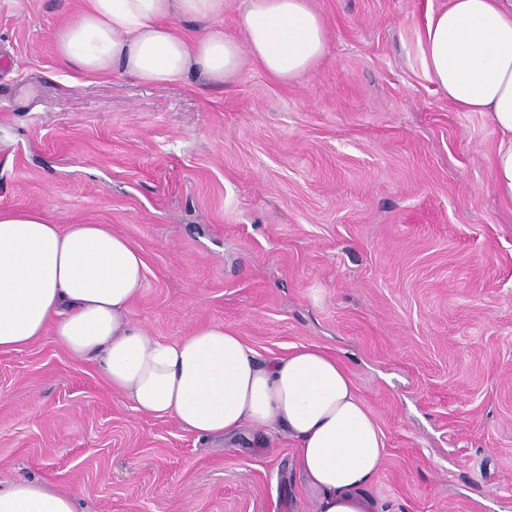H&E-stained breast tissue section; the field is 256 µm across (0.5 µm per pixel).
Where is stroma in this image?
Segmentation results:
<instances>
[{
    "label": "stroma",
    "instance_id": "stroma-1",
    "mask_svg": "<svg viewBox=\"0 0 512 512\" xmlns=\"http://www.w3.org/2000/svg\"><path fill=\"white\" fill-rule=\"evenodd\" d=\"M448 0H314L325 58L282 83L149 86L65 68L82 0H0V209L139 247L132 317L339 357L385 438L382 512H512V205L497 132L428 78ZM78 512H314L287 436L212 441L132 409L53 337L0 354V481Z\"/></svg>",
    "mask_w": 512,
    "mask_h": 512
}]
</instances>
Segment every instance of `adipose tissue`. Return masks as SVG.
I'll return each instance as SVG.
<instances>
[{"instance_id": "adipose-tissue-1", "label": "adipose tissue", "mask_w": 512, "mask_h": 512, "mask_svg": "<svg viewBox=\"0 0 512 512\" xmlns=\"http://www.w3.org/2000/svg\"><path fill=\"white\" fill-rule=\"evenodd\" d=\"M196 23L193 37L179 30ZM238 36L224 32V0H86L55 35L67 68L149 85L227 84L246 61L291 82L328 50L313 0H248ZM429 79L455 109L486 113L498 131L495 193L512 203V0H448L423 35ZM139 248L108 224L47 223L34 209L0 210V353L53 336L93 359L137 412L203 438L250 428L287 434L314 512H381L369 495L385 459L384 434L350 372L316 345L261 364L220 324L163 340L131 317L145 283ZM0 512H75V495L18 479L0 484Z\"/></svg>"}]
</instances>
